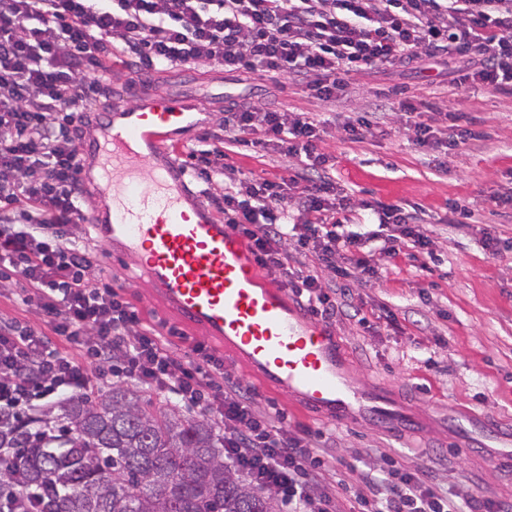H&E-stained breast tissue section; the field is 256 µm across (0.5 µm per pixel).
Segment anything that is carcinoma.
I'll return each mask as SVG.
<instances>
[{
    "instance_id": "1",
    "label": "carcinoma",
    "mask_w": 512,
    "mask_h": 512,
    "mask_svg": "<svg viewBox=\"0 0 512 512\" xmlns=\"http://www.w3.org/2000/svg\"><path fill=\"white\" fill-rule=\"evenodd\" d=\"M0 500L20 512H281L224 462V430L120 383L0 412Z\"/></svg>"
}]
</instances>
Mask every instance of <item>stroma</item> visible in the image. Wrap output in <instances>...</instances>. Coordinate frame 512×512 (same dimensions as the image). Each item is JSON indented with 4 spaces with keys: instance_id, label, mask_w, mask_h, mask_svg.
<instances>
[{
    "instance_id": "1",
    "label": "stroma",
    "mask_w": 512,
    "mask_h": 512,
    "mask_svg": "<svg viewBox=\"0 0 512 512\" xmlns=\"http://www.w3.org/2000/svg\"><path fill=\"white\" fill-rule=\"evenodd\" d=\"M457 76L454 64L441 57L416 69L380 67L353 74L347 94L328 102L276 75L228 72L205 62L165 65L149 85L134 89L131 73L119 66L99 79V93L119 110L136 95H192L206 123L177 132L183 143L178 160L185 164L191 149L223 138L225 103L313 113L328 123L324 149L335 158L329 177L339 189L358 202L419 211L435 241L433 256L405 246L397 257H378L379 279L352 283L348 294L366 324L342 315L330 322L353 381L380 382L402 395L421 418L415 428L322 421L246 364L224 363L225 378L255 389L261 406L285 413L293 430L318 440L321 457L343 482L336 490L341 512L364 510L361 485L347 480V466L354 462L393 470L421 467L442 492L512 504V450L481 427L488 420L502 434L512 433V252L495 256L485 246L489 235L512 241V207L492 201L512 191V93L465 88ZM404 97L428 116L456 113L460 125L475 123L487 137L432 163L401 130L397 107ZM377 107L386 111L380 131L359 140L345 137L340 125L351 113ZM219 164L241 179H273L289 169L280 154L232 141H225ZM460 207L473 212V223H459ZM99 269L144 323L175 328L169 343L178 355L204 341L199 328L156 300L148 279L133 274L125 258Z\"/></svg>"
}]
</instances>
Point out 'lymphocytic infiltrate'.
Wrapping results in <instances>:
<instances>
[{
  "label": "lymphocytic infiltrate",
  "instance_id": "lymphocytic-infiltrate-1",
  "mask_svg": "<svg viewBox=\"0 0 512 512\" xmlns=\"http://www.w3.org/2000/svg\"><path fill=\"white\" fill-rule=\"evenodd\" d=\"M442 52L458 61L459 84L511 88L512 0H0V276L21 279V305L47 324L0 322V407L49 404L133 378L216 420L225 461L280 495L287 512H336L314 441L263 412L251 390L229 381L214 391L219 358L200 365L174 356L159 327L143 324L112 286L92 283V257L71 233L88 217L72 131L85 121L88 76L116 62L144 82L173 62L209 61L275 74L329 101L352 74ZM399 109L405 135L425 153L446 155L481 137L420 120L412 100ZM224 131L293 161L285 177L227 178L224 221L313 316L339 311L329 282L345 290L351 280L377 279L376 255L396 256L405 243L432 253L416 211L357 204L337 191L326 175L327 127L310 113L234 104ZM362 210L376 229L355 230ZM356 476L372 494L370 512H466L418 470Z\"/></svg>",
  "mask_w": 512,
  "mask_h": 512
}]
</instances>
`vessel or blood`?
<instances>
[{
    "label": "vessel or blood",
    "instance_id": "obj_1",
    "mask_svg": "<svg viewBox=\"0 0 512 512\" xmlns=\"http://www.w3.org/2000/svg\"><path fill=\"white\" fill-rule=\"evenodd\" d=\"M95 112L101 123L81 143L78 158L95 157L99 167L109 215L91 212L98 236L129 257L169 306L223 341L296 405L337 425L366 420L407 428L412 416L405 401L384 384L352 381L329 326L261 278L232 225L184 207L185 169L157 157L170 153L176 129L203 125L187 98L154 97L123 112L102 102Z\"/></svg>",
    "mask_w": 512,
    "mask_h": 512
}]
</instances>
